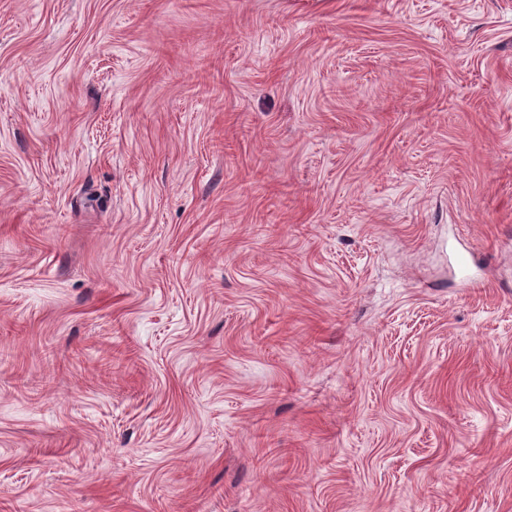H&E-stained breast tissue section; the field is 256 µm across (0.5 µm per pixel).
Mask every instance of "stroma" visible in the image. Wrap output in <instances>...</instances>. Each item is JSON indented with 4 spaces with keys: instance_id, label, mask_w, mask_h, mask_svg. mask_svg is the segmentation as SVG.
Masks as SVG:
<instances>
[{
    "instance_id": "obj_1",
    "label": "stroma",
    "mask_w": 512,
    "mask_h": 512,
    "mask_svg": "<svg viewBox=\"0 0 512 512\" xmlns=\"http://www.w3.org/2000/svg\"><path fill=\"white\" fill-rule=\"evenodd\" d=\"M0 512H512V0H0Z\"/></svg>"
}]
</instances>
